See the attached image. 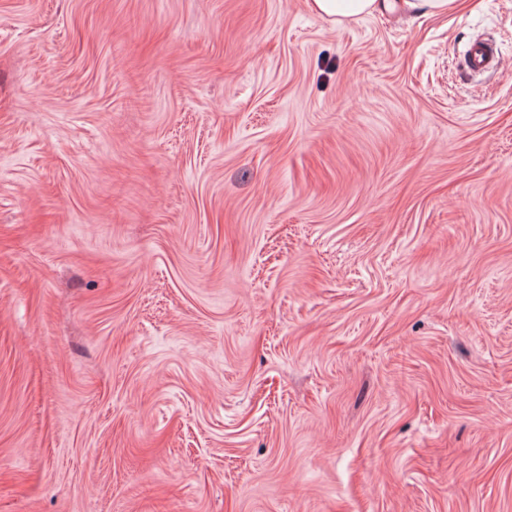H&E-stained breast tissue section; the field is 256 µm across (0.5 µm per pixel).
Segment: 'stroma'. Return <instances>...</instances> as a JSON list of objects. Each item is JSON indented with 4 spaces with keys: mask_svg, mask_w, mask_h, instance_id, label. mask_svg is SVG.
I'll use <instances>...</instances> for the list:
<instances>
[{
    "mask_svg": "<svg viewBox=\"0 0 512 512\" xmlns=\"http://www.w3.org/2000/svg\"><path fill=\"white\" fill-rule=\"evenodd\" d=\"M0 512H512V0H0ZM461 0H312L311 8L320 16L353 18L372 16L391 9L439 17L460 5ZM466 67L473 72L497 70L499 59L493 47L485 41H474L465 55Z\"/></svg>",
    "mask_w": 512,
    "mask_h": 512,
    "instance_id": "1",
    "label": "stroma"
}]
</instances>
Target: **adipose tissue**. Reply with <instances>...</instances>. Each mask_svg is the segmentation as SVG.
Listing matches in <instances>:
<instances>
[{
  "mask_svg": "<svg viewBox=\"0 0 512 512\" xmlns=\"http://www.w3.org/2000/svg\"><path fill=\"white\" fill-rule=\"evenodd\" d=\"M459 4L460 0H311L318 15L344 18L372 16L391 9L439 17Z\"/></svg>",
  "mask_w": 512,
  "mask_h": 512,
  "instance_id": "ef3b65f1",
  "label": "adipose tissue"
}]
</instances>
